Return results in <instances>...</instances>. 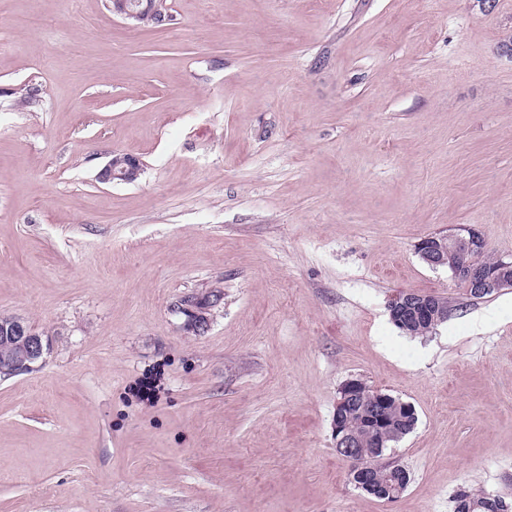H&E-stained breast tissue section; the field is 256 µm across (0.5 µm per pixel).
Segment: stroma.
<instances>
[{
    "instance_id": "stroma-1",
    "label": "stroma",
    "mask_w": 512,
    "mask_h": 512,
    "mask_svg": "<svg viewBox=\"0 0 512 512\" xmlns=\"http://www.w3.org/2000/svg\"><path fill=\"white\" fill-rule=\"evenodd\" d=\"M0 0V314L49 344L0 381V512H452L512 503V0ZM138 157L132 184L96 178ZM448 299L410 336L388 302ZM209 300L205 329L187 297ZM413 406L393 502L337 454L344 382ZM108 7L112 14H115L128 23L137 26L139 24L152 27H161L164 24H157L154 21L139 20L151 18L158 23L167 17L165 0H108ZM417 252L432 268L446 267L467 295L484 298L512 288V258L491 264L479 260L485 242L479 231L465 225L450 234H434L420 240ZM505 501L503 497L489 491L472 493L467 490L457 491L452 498L453 512H509L512 505H509L507 511L500 510L498 503ZM506 502V501H505ZM507 503V502H506ZM499 509V510H498Z\"/></svg>"
}]
</instances>
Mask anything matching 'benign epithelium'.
Masks as SVG:
<instances>
[{
	"label": "benign epithelium",
	"mask_w": 512,
	"mask_h": 512,
	"mask_svg": "<svg viewBox=\"0 0 512 512\" xmlns=\"http://www.w3.org/2000/svg\"><path fill=\"white\" fill-rule=\"evenodd\" d=\"M113 14L137 26L139 21L151 18L162 22L167 17L165 0H108ZM142 172L141 161L134 156L113 154L97 174L102 183L115 180L133 183ZM485 251V242L479 231L465 225L450 234H434L420 240L417 252L421 259L432 268L446 267L454 279L465 288L467 295L484 298L512 288V258H497L491 264L479 260ZM392 321L411 323L426 320L432 324L441 322L448 313V301L436 294H419L400 291L393 295L388 304ZM47 344L24 319L16 317L0 323V376L10 377L20 372L30 371L33 365L43 358ZM364 382L350 379L340 388V398L336 408H348L357 403L360 388ZM366 423L374 432V447H383L387 438L382 410L372 406L366 414ZM333 440L336 452L346 461L354 474L363 475L380 466L382 458L359 451L360 445L355 436L341 423H333Z\"/></svg>",
	"instance_id": "benign-epithelium-1"
}]
</instances>
